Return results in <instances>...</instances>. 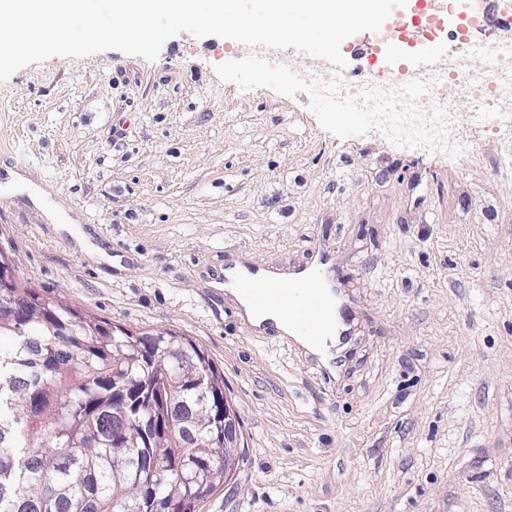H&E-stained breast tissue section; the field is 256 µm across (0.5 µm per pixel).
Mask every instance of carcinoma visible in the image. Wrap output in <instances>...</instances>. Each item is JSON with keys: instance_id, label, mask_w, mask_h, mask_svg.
Returning a JSON list of instances; mask_svg holds the SVG:
<instances>
[{"instance_id": "carcinoma-1", "label": "carcinoma", "mask_w": 512, "mask_h": 512, "mask_svg": "<svg viewBox=\"0 0 512 512\" xmlns=\"http://www.w3.org/2000/svg\"><path fill=\"white\" fill-rule=\"evenodd\" d=\"M0 512H155L170 497L200 512L224 482V419L152 428L169 407L201 405L198 378L224 375L188 336H128L123 327L46 297L0 288Z\"/></svg>"}]
</instances>
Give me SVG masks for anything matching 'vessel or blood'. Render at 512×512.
<instances>
[{"label":"vessel or blood","mask_w":512,"mask_h":512,"mask_svg":"<svg viewBox=\"0 0 512 512\" xmlns=\"http://www.w3.org/2000/svg\"><path fill=\"white\" fill-rule=\"evenodd\" d=\"M417 2L418 12L394 9L379 31L353 35L346 39V46L374 59L381 53L398 55L405 49L427 44L430 29L446 27L448 18L427 13L426 0ZM461 3L465 13L478 17V27L486 39H493L496 30L503 27L504 18L496 11L494 0H461ZM317 255L318 269L292 266L284 280L264 273L262 265L247 264L232 276L230 285L243 292L258 311H275L311 344H318L331 331L336 332L340 341H347L355 329L345 300L340 297L332 302L326 297L327 290L336 286L330 274L331 250L319 247Z\"/></svg>","instance_id":"obj_1"}]
</instances>
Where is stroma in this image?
Here are the masks:
<instances>
[{
    "mask_svg": "<svg viewBox=\"0 0 512 512\" xmlns=\"http://www.w3.org/2000/svg\"><path fill=\"white\" fill-rule=\"evenodd\" d=\"M250 48L183 33L149 61L54 57L0 82V254L46 296L173 330L224 374L244 463L203 512H512V170L340 139L309 98L220 80ZM67 203L49 220L42 188ZM80 227L112 257L80 252ZM333 245L357 318L338 368L253 331L234 257Z\"/></svg>",
    "mask_w": 512,
    "mask_h": 512,
    "instance_id": "1",
    "label": "stroma"
}]
</instances>
